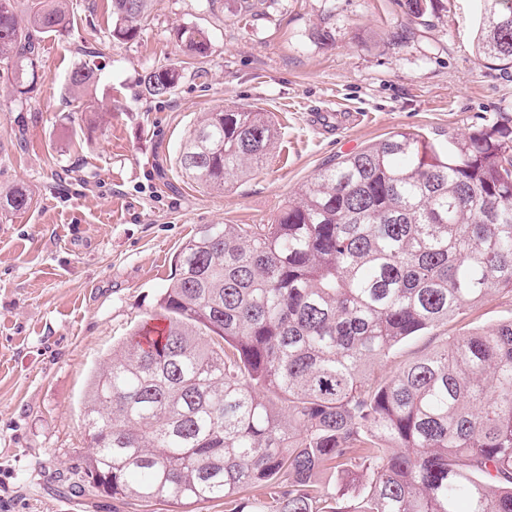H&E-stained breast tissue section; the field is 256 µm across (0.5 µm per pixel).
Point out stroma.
<instances>
[{
	"mask_svg": "<svg viewBox=\"0 0 512 512\" xmlns=\"http://www.w3.org/2000/svg\"><path fill=\"white\" fill-rule=\"evenodd\" d=\"M402 3L151 0L140 35L117 42L111 0H69V30L43 36L31 95L0 72V192L36 199L0 212V512H113L111 498H72L57 476L89 451L93 372L154 314L199 225L268 223L320 168L396 131L444 145L512 128V68L476 56L481 0H433L420 19ZM187 26L207 36L206 58L183 53ZM91 52L99 78L74 94L68 75ZM160 65L181 79L158 99L141 80ZM237 104L267 112L278 139L266 165L210 193L177 156L203 113ZM323 112L344 116L341 130H320ZM511 319L512 297L491 290L376 373ZM34 203V196L23 187H14L5 195H0V209L4 211H21L29 209Z\"/></svg>",
	"mask_w": 512,
	"mask_h": 512,
	"instance_id": "obj_1",
	"label": "stroma"
}]
</instances>
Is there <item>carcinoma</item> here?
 Wrapping results in <instances>:
<instances>
[{
  "instance_id": "cac0c4a2",
  "label": "carcinoma",
  "mask_w": 512,
  "mask_h": 512,
  "mask_svg": "<svg viewBox=\"0 0 512 512\" xmlns=\"http://www.w3.org/2000/svg\"><path fill=\"white\" fill-rule=\"evenodd\" d=\"M149 0H112L111 37ZM476 50L512 67V0H483ZM62 0H0V69L25 96L36 34L67 30ZM202 57L197 28L179 34ZM99 68L68 75L84 91ZM177 69L143 76L172 94ZM278 139L250 105L207 112L177 157L210 191L263 167ZM22 187L0 209L30 208ZM154 334L144 321L92 375L81 483L114 510L224 501V512H512V320L448 336L385 380L375 365L495 287L512 294V132L444 149L399 131L320 169L269 224H203L174 259ZM332 469L336 483L319 475ZM262 485L267 501L246 496Z\"/></svg>"
}]
</instances>
